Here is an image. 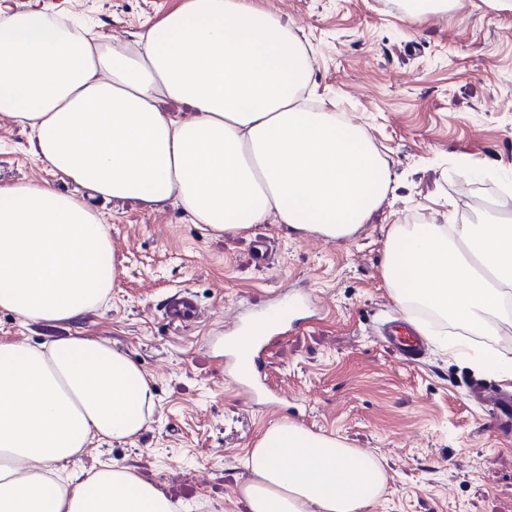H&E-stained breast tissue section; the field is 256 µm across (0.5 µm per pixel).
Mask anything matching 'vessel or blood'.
Wrapping results in <instances>:
<instances>
[{
  "mask_svg": "<svg viewBox=\"0 0 512 512\" xmlns=\"http://www.w3.org/2000/svg\"><path fill=\"white\" fill-rule=\"evenodd\" d=\"M300 303L276 301L265 313L251 318L238 317L240 332L247 337L246 347L226 354L225 364L232 379L252 404L274 407L280 397L263 377L259 364L264 342L273 335H285L304 327L306 320L300 317ZM170 323L186 324L198 317L194 300L187 295L172 299L165 308ZM379 334L383 343L392 346L403 363L417 361L423 350L422 335L418 328L407 322L392 320L381 324Z\"/></svg>",
  "mask_w": 512,
  "mask_h": 512,
  "instance_id": "obj_1",
  "label": "vessel or blood"
}]
</instances>
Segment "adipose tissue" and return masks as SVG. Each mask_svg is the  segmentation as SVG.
Instances as JSON below:
<instances>
[{"instance_id":"1","label":"adipose tissue","mask_w":512,"mask_h":512,"mask_svg":"<svg viewBox=\"0 0 512 512\" xmlns=\"http://www.w3.org/2000/svg\"><path fill=\"white\" fill-rule=\"evenodd\" d=\"M313 61L287 22L255 0H181L133 44L77 37L37 0H0V114L33 154L88 194L160 204L221 235L278 223L347 235L387 192L391 171L362 129L306 107ZM189 115L167 112L165 101ZM117 278L110 228L77 197L0 185V310L69 323L104 303ZM386 279L403 305L463 325L457 360L512 380V357L483 354L512 288V224L394 225ZM154 393L108 344L0 337V512H172L127 468L66 472L95 439L138 434ZM247 512H365L382 464L294 423L245 460Z\"/></svg>"}]
</instances>
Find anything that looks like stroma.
I'll return each mask as SVG.
<instances>
[{
  "instance_id": "obj_1",
  "label": "stroma",
  "mask_w": 512,
  "mask_h": 512,
  "mask_svg": "<svg viewBox=\"0 0 512 512\" xmlns=\"http://www.w3.org/2000/svg\"><path fill=\"white\" fill-rule=\"evenodd\" d=\"M180 0H42L66 21L85 20L135 41ZM292 26L314 58L313 103L333 104L388 162L392 182L349 235L306 234L268 218L213 235L176 200L147 206L93 200L111 227L118 274L110 300L72 326L21 322L0 311V336L40 343L74 334L108 342L137 364L155 394L147 426L93 442L70 462H110L158 487L175 512H246L244 460L273 425L331 435L380 461L385 489L365 512H512V435L490 427L491 393L512 391L488 368L450 358L435 336L419 363L402 364L378 326L403 309L386 280L396 224L512 221L476 188L485 174L512 185V12L459 0L444 14L409 21L398 0H261ZM36 182L79 194L36 160L27 133L0 115V184ZM190 291L195 322L168 323L164 308ZM313 296L300 332L268 338L263 373L283 395L252 406L224 372L235 311L254 316L277 291ZM486 388L487 398L470 389Z\"/></svg>"
}]
</instances>
